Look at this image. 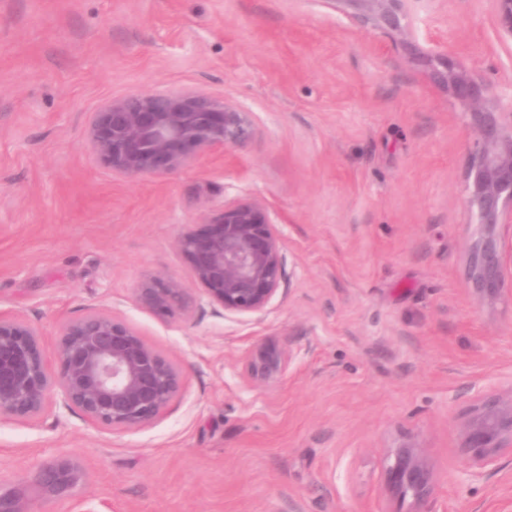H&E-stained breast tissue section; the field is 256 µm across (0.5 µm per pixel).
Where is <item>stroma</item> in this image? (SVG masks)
Listing matches in <instances>:
<instances>
[{
	"instance_id": "obj_1",
	"label": "stroma",
	"mask_w": 512,
	"mask_h": 512,
	"mask_svg": "<svg viewBox=\"0 0 512 512\" xmlns=\"http://www.w3.org/2000/svg\"><path fill=\"white\" fill-rule=\"evenodd\" d=\"M402 40L326 0H0V311L39 330L114 314L183 370L149 426L101 428L53 402L0 420V486L34 512H380L385 448L437 465L432 512H512V464L465 472L470 398L512 384V296L469 291L473 134L446 64L512 75L486 0H405ZM193 89L246 107L252 137L161 178L89 146L95 112ZM263 201L283 274L262 315L209 303L176 241L224 205ZM164 274L196 305L164 320L135 290ZM259 342L288 373L249 383ZM85 473L49 495L37 471Z\"/></svg>"
}]
</instances>
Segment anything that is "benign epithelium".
I'll return each instance as SVG.
<instances>
[{
    "instance_id": "benign-epithelium-1",
    "label": "benign epithelium",
    "mask_w": 512,
    "mask_h": 512,
    "mask_svg": "<svg viewBox=\"0 0 512 512\" xmlns=\"http://www.w3.org/2000/svg\"><path fill=\"white\" fill-rule=\"evenodd\" d=\"M346 14L384 26L403 39L413 30L402 24L404 0H331ZM499 31L512 39V0H487ZM470 105L474 152L466 169V206L479 232L465 249L466 275L480 304L512 293V246L502 230L512 227V111L497 112L480 85L465 73L443 77ZM253 133L242 106L207 93L179 89L133 93L113 99L95 113L90 146L112 172L130 178L161 177L199 156L244 144ZM195 282L208 301L236 314H261L282 276L281 233L257 200L224 207L177 241ZM143 308L163 318L185 315L196 297L175 279L156 275L136 289ZM294 358L290 349L260 342L246 354L250 381L259 386L284 376ZM183 370L124 320L93 312L64 325L54 359L39 331L25 320L0 313V418L30 420L60 398L91 424L138 430L159 416L181 392ZM460 448L470 477L491 479L504 468L512 449V384L475 395L460 426ZM71 460L43 467L37 480L48 493L62 494L83 480ZM437 484L436 465L419 442L403 439L387 448L381 470L384 512H430ZM0 512H32L24 497L0 487Z\"/></svg>"
}]
</instances>
